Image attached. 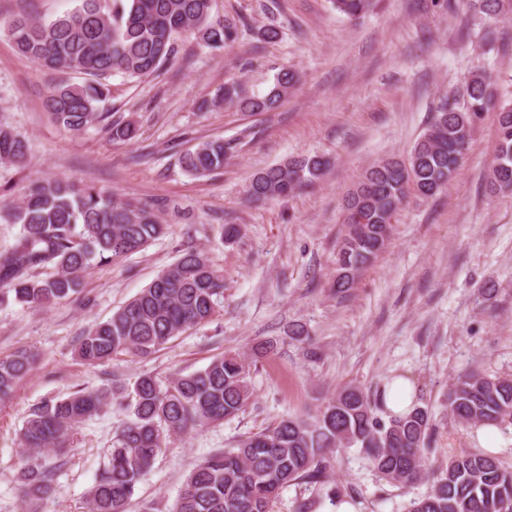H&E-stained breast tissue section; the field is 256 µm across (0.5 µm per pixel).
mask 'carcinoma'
<instances>
[{
    "instance_id": "obj_1",
    "label": "carcinoma",
    "mask_w": 512,
    "mask_h": 512,
    "mask_svg": "<svg viewBox=\"0 0 512 512\" xmlns=\"http://www.w3.org/2000/svg\"><path fill=\"white\" fill-rule=\"evenodd\" d=\"M54 19L21 15L7 27L17 50L52 74L78 73L82 83L55 81L45 107L63 129L80 133L112 119V139L132 142L133 120L113 118L106 80L115 72L142 78L173 62L177 40L197 36L212 51L237 36L242 20L213 14L214 0H78ZM356 18L369 0H333ZM489 18L504 0H470ZM298 81L282 68L264 94H247L237 81L215 89L212 103L243 112L273 110ZM498 108V137L489 177L493 194L512 190V102L496 96L491 77L471 78L462 92H448L410 153L378 160L345 197L347 229L336 257V297L345 299L365 270L386 248L392 221L410 191L430 198L447 188L483 112ZM228 144L205 140L181 156L186 173L203 177L224 168ZM27 141L0 126V163L21 165ZM332 161L300 156L252 177L253 201L286 198L322 180ZM0 221L19 224L14 243L0 250V302L46 308L79 292L94 265L109 264L142 250L166 225L152 206L117 201L93 184L62 178L30 183L21 201L0 210ZM224 277L201 249L189 247L142 291L97 323L76 342L77 357L93 365L114 355L147 357L188 329L211 320L221 307ZM38 354L22 349L0 358V398L12 394ZM250 362L238 354L213 359L205 368L161 383L150 374L133 383H107L33 406L20 430L26 453L17 481L29 512L57 492L72 430L117 403L130 414L109 450L107 462L87 494L89 512H126L143 477L167 443L194 430L221 424L245 411L253 391ZM448 411L466 425L512 424V378L479 373L458 376L448 391ZM431 412L415 407L404 416L380 415L379 403L358 386L345 385L307 418L287 417L240 439L233 448L210 452L187 475L172 512H272L281 492L298 483H328L326 459L356 447L387 482L403 488L421 482L431 490L410 500L407 512H512V471L486 451H463L434 466L428 457ZM46 452L58 456L50 466Z\"/></svg>"
}]
</instances>
